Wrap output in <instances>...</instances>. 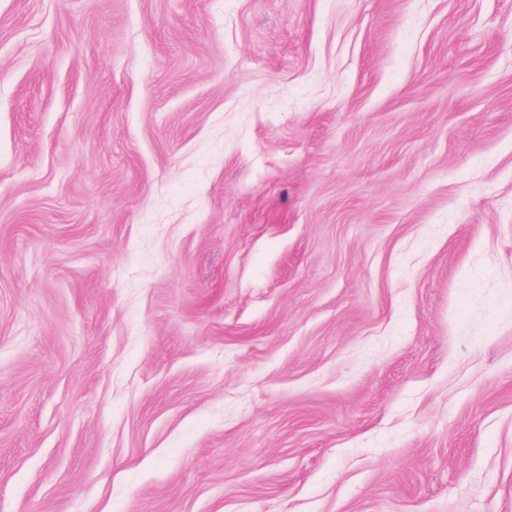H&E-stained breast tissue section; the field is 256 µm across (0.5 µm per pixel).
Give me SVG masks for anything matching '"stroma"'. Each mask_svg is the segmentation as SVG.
Returning <instances> with one entry per match:
<instances>
[{
    "label": "stroma",
    "instance_id": "1",
    "mask_svg": "<svg viewBox=\"0 0 512 512\" xmlns=\"http://www.w3.org/2000/svg\"><path fill=\"white\" fill-rule=\"evenodd\" d=\"M0 512H512V0H0Z\"/></svg>",
    "mask_w": 512,
    "mask_h": 512
}]
</instances>
